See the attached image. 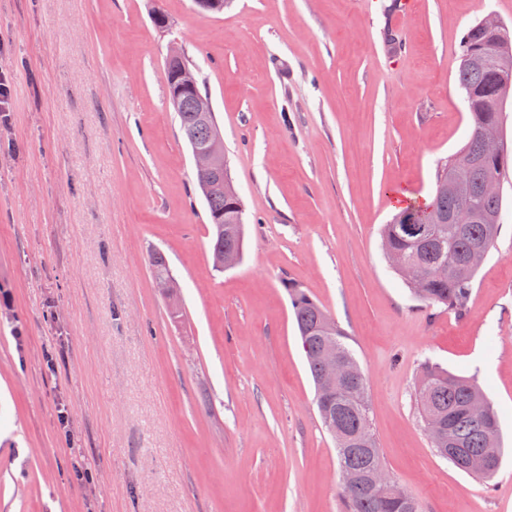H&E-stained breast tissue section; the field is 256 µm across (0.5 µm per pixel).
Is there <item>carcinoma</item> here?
Instances as JSON below:
<instances>
[{
    "label": "carcinoma",
    "instance_id": "carcinoma-1",
    "mask_svg": "<svg viewBox=\"0 0 512 512\" xmlns=\"http://www.w3.org/2000/svg\"><path fill=\"white\" fill-rule=\"evenodd\" d=\"M457 85L467 103L470 137L437 169L431 199L423 203L413 201L401 207L384 225L382 242L387 249L403 253L415 265L418 282H412L400 270L397 274L404 278L418 300L462 312L479 271L469 264L470 253L481 242L488 243L490 248L494 246L501 230L503 198L500 193L479 198L481 215L472 224L448 223V214L461 205L460 197L448 187V168L456 164L470 166L473 185L477 186L487 177L504 179L512 165V155L506 145L496 158L483 156L486 138L492 133L503 135L502 107L512 94V36L496 43L482 22L473 24L462 41ZM201 97H207V93L198 87L183 96L176 111L184 137L190 136L200 142L208 140L217 126L214 120L208 124L198 122L197 101ZM204 200L211 224L212 255L224 251L244 252L245 231L224 233L226 226H244L241 198L229 199L220 191L204 196ZM405 224L422 225L430 232L413 237L403 231ZM441 263L448 264L446 276L436 270ZM149 265L152 275H169L170 266L163 253L151 252ZM284 288L290 298L313 382L320 379L321 352L330 343L336 345V351L357 374V387L337 397L325 394L323 399H315L321 421L334 441L338 463L349 466L360 476L356 485L342 490L345 512H420L417 500L401 503L379 494L370 485L371 464L384 465L373 433H368L367 437V447L371 451L351 449L354 435L371 423L367 376L347 343L348 334L339 326L326 334L320 324L324 309L297 284L288 281ZM416 401L422 422L436 424L445 430V445L452 448L448 460L460 470L485 481L494 477L505 448L501 444L497 414L475 379L452 374L428 362L421 368ZM475 402L486 405L487 417L469 414L468 408Z\"/></svg>",
    "mask_w": 512,
    "mask_h": 512
}]
</instances>
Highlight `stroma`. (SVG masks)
Here are the masks:
<instances>
[{
  "label": "stroma",
  "instance_id": "35a3bbf8",
  "mask_svg": "<svg viewBox=\"0 0 512 512\" xmlns=\"http://www.w3.org/2000/svg\"><path fill=\"white\" fill-rule=\"evenodd\" d=\"M490 14L512 31V0H0V512H341L287 280L348 334L385 467L422 512H512V172L463 312L414 298L380 234L468 139L458 56ZM173 43L244 203L221 273L167 102ZM427 360L496 410L491 482L432 448ZM149 265L153 277L170 275L171 270L167 258L159 251H153L149 254ZM170 276L169 278L156 280L155 286L161 295L174 298L178 295L180 286L178 280L172 275Z\"/></svg>",
  "mask_w": 512,
  "mask_h": 512
}]
</instances>
